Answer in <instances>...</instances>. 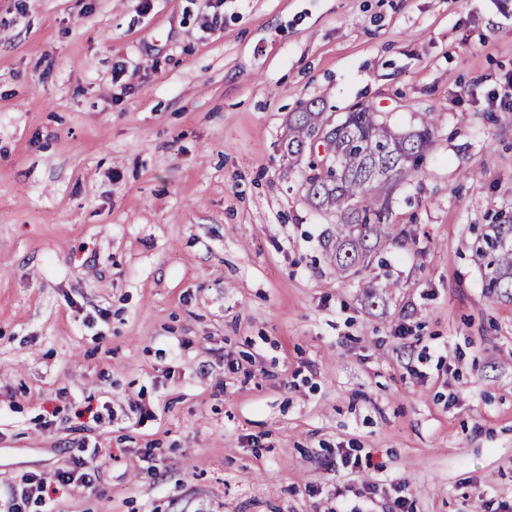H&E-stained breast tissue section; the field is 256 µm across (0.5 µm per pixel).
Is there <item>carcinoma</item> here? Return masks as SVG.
<instances>
[{"mask_svg": "<svg viewBox=\"0 0 512 512\" xmlns=\"http://www.w3.org/2000/svg\"><path fill=\"white\" fill-rule=\"evenodd\" d=\"M329 117L325 106L312 101L288 121L284 154L296 161L310 151L312 140ZM343 134L336 140L334 168L323 173L319 162L308 163L307 201L317 210L336 215L324 240L326 257L336 274L356 273L369 265L371 253L391 235L389 195L393 186L413 178L437 128L432 112H421L406 132L393 130L381 113L368 105L344 116ZM482 252L490 272L487 291L512 299V218L491 225Z\"/></svg>", "mask_w": 512, "mask_h": 512, "instance_id": "carcinoma-1", "label": "carcinoma"}]
</instances>
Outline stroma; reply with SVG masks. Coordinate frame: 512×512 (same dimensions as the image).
<instances>
[{"label": "stroma", "mask_w": 512, "mask_h": 512, "mask_svg": "<svg viewBox=\"0 0 512 512\" xmlns=\"http://www.w3.org/2000/svg\"><path fill=\"white\" fill-rule=\"evenodd\" d=\"M510 94L512 0H0V495L82 459L54 512H512ZM311 101L438 118L354 276L282 157ZM482 252L488 258L490 272L485 288L497 297L512 299V218L504 216L500 224H491L483 237Z\"/></svg>", "instance_id": "obj_1"}]
</instances>
